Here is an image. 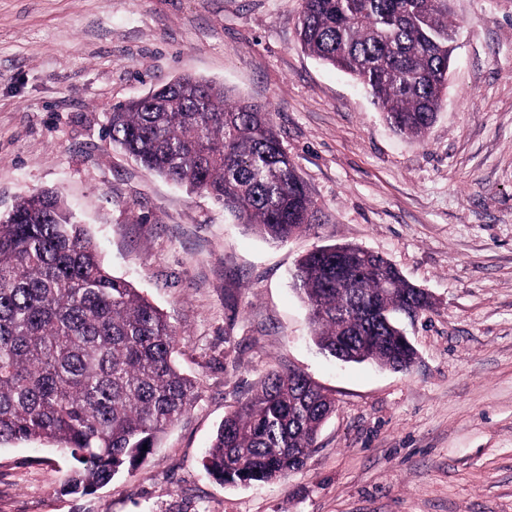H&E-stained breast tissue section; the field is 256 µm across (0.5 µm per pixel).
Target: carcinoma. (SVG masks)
I'll use <instances>...</instances> for the list:
<instances>
[{
    "instance_id": "cac0c4a2",
    "label": "carcinoma",
    "mask_w": 512,
    "mask_h": 512,
    "mask_svg": "<svg viewBox=\"0 0 512 512\" xmlns=\"http://www.w3.org/2000/svg\"><path fill=\"white\" fill-rule=\"evenodd\" d=\"M457 28L448 0H302L298 37L355 78L396 132L422 137L442 106ZM110 134L146 170L210 194L265 240L285 243L316 221L272 113L230 100L222 85L180 76L115 107ZM338 253L353 259L350 288L336 287ZM293 279L322 352L396 371L415 362L416 351L397 343L393 316L410 299L422 313L432 302L383 256L321 246ZM177 336L112 275L57 192L23 197L0 218V444L56 445L73 460L64 494H91L144 463L191 409L197 386L175 364ZM335 409L304 374L275 371L218 426L203 467L231 485L285 479Z\"/></svg>"
}]
</instances>
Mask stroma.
I'll return each mask as SVG.
<instances>
[{"instance_id":"35a3bbf8","label":"stroma","mask_w":512,"mask_h":512,"mask_svg":"<svg viewBox=\"0 0 512 512\" xmlns=\"http://www.w3.org/2000/svg\"><path fill=\"white\" fill-rule=\"evenodd\" d=\"M302 0H0V216L58 191L104 262L180 329L190 411L142 466L62 494L51 444L0 445V512H512V0H450L443 106L394 133L362 86L296 36ZM265 105L318 208L287 243L113 146L114 107L182 74ZM355 244L434 298L395 372L313 343L292 286L314 248ZM336 400L305 465L230 486L202 466L226 413L272 371Z\"/></svg>"}]
</instances>
